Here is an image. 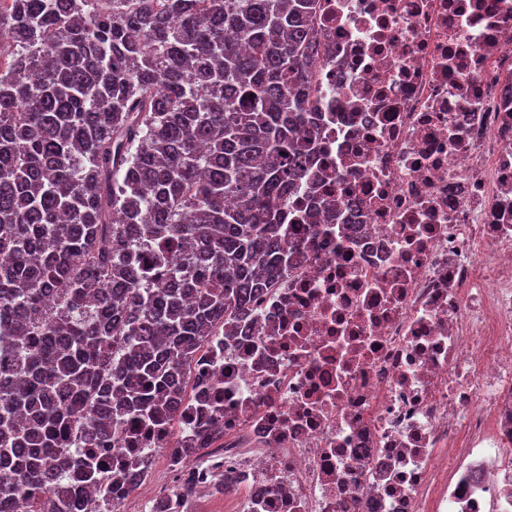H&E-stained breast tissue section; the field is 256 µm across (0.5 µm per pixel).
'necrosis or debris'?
<instances>
[{
    "mask_svg": "<svg viewBox=\"0 0 512 512\" xmlns=\"http://www.w3.org/2000/svg\"><path fill=\"white\" fill-rule=\"evenodd\" d=\"M287 276L74 512H512V0H318Z\"/></svg>",
    "mask_w": 512,
    "mask_h": 512,
    "instance_id": "obj_1",
    "label": "necrosis or debris"
}]
</instances>
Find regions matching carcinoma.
<instances>
[{
    "instance_id": "cac0c4a2",
    "label": "carcinoma",
    "mask_w": 512,
    "mask_h": 512,
    "mask_svg": "<svg viewBox=\"0 0 512 512\" xmlns=\"http://www.w3.org/2000/svg\"><path fill=\"white\" fill-rule=\"evenodd\" d=\"M316 8L0 0V504L73 512L63 471L97 489L113 423L173 410L192 354L288 273Z\"/></svg>"
}]
</instances>
